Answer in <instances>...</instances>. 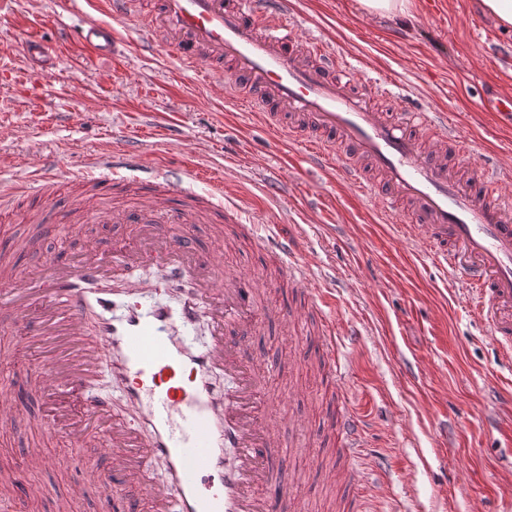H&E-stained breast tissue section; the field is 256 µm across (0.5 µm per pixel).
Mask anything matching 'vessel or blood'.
I'll return each instance as SVG.
<instances>
[{
	"label": "vessel or blood",
	"instance_id": "1",
	"mask_svg": "<svg viewBox=\"0 0 512 512\" xmlns=\"http://www.w3.org/2000/svg\"><path fill=\"white\" fill-rule=\"evenodd\" d=\"M142 0H90L100 20L78 40L97 55L112 52L115 19L137 15ZM166 47L183 66L206 64L219 95L234 93L272 131L308 147L310 163L338 180L381 196V214L396 221L402 202L418 245L476 292L492 342L512 359V182L494 159H472L459 130L442 112L421 106L392 115L389 82L359 80L325 42L298 34L289 0H160L143 37ZM484 111L512 120V98L492 93ZM90 188L110 192L115 170L140 172L131 206L83 207L82 223L134 224V242L101 250L87 242L74 258L45 255L0 269V327L19 328L29 343L63 338L58 357L33 371L48 406L45 434L70 447L104 449L108 462L89 465L59 505L71 512L95 490L114 512H305L286 468L266 451L282 445L278 423L260 418L258 396L278 364L256 354L244 332L257 323L254 279L225 268L218 251L197 246L196 224L223 221V186L209 200L177 203L156 188L142 152L93 158ZM30 224H64L66 213L42 195ZM268 245L279 275L311 297L321 327L324 365L336 372V328L312 284L309 260L293 237L275 228ZM206 320L209 340L190 334ZM109 374L124 388V409L94 385ZM336 425L348 461L333 473L350 491L345 512H363L366 478L355 466L363 424L346 390L336 394ZM234 449L233 462L224 459ZM165 477H157L158 463ZM0 512H20L14 490L22 473L5 477ZM124 486L128 496L113 495Z\"/></svg>",
	"mask_w": 512,
	"mask_h": 512
}]
</instances>
